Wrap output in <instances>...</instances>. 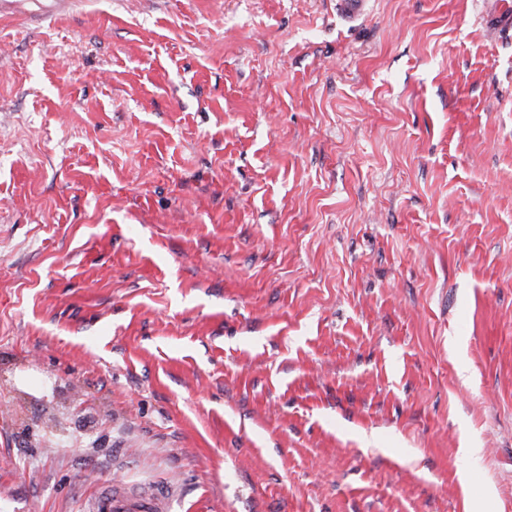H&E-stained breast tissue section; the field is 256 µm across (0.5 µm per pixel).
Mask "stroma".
Returning a JSON list of instances; mask_svg holds the SVG:
<instances>
[{
  "mask_svg": "<svg viewBox=\"0 0 512 512\" xmlns=\"http://www.w3.org/2000/svg\"><path fill=\"white\" fill-rule=\"evenodd\" d=\"M481 0L0 13V512H512V37ZM169 502V491L131 495L112 485L102 488L89 502L88 512H163Z\"/></svg>",
  "mask_w": 512,
  "mask_h": 512,
  "instance_id": "1",
  "label": "stroma"
}]
</instances>
